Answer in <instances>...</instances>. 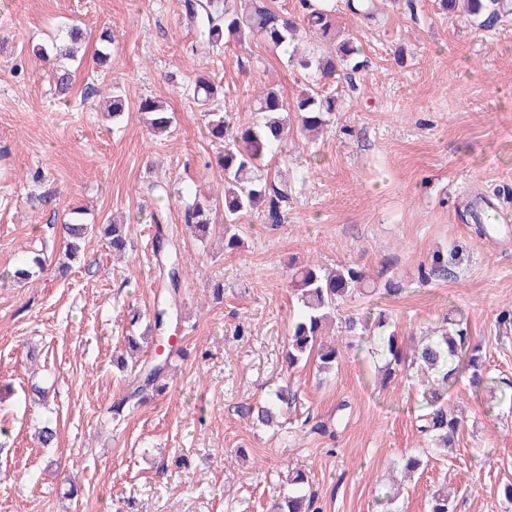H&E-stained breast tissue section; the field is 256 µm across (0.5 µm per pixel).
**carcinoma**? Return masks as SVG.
I'll return each instance as SVG.
<instances>
[{
    "label": "carcinoma",
    "instance_id": "carcinoma-1",
    "mask_svg": "<svg viewBox=\"0 0 512 512\" xmlns=\"http://www.w3.org/2000/svg\"><path fill=\"white\" fill-rule=\"evenodd\" d=\"M243 2L244 7L240 8L237 0H224V8L220 10L215 9L212 0L201 3L194 0L187 4L188 20L195 24L206 47L218 49L231 41L242 44L248 40H259L275 49H285L304 38L326 40L336 35L335 11L321 5L320 0H299L301 11L297 14L284 12L268 4L267 0ZM464 2L466 16L473 20L481 18L485 25L496 22L512 10L508 0ZM86 39L87 33L72 26L62 39L34 50L35 55L52 63L53 78L61 93L68 91L72 85V74L64 61L74 59L75 47ZM96 42L95 61L102 66L111 57V31L107 28L102 30ZM357 53L354 38L347 37L339 41L336 52L330 55L298 60V65L312 73V87L298 96L293 105L279 90L260 92L255 96L254 111L262 114V120L251 125L236 127L229 115L205 110L209 135L230 142L216 158V166L224 177V227L238 223L244 215L263 204L267 205L270 218L278 220V204L287 197L288 184L285 181L268 183L256 177L255 170L263 157L275 153L285 138L289 121L286 113H296L302 131L312 132L327 125L329 115L336 111V97L322 93L323 82L335 79L336 71L340 68L356 69L359 66ZM213 98V85L206 78L198 77L194 82L193 99L207 107ZM140 110L151 115L149 125L153 133L167 132L172 117L163 104L146 99L140 103ZM154 224V254L163 274L167 299L154 307L149 316L153 344L165 341L166 328L180 316L179 296L188 260L181 253L179 231L202 239L212 228L208 206L196 200L184 209L183 227L161 224L157 220ZM92 230L93 225L83 223L81 210H73L70 221L63 225L64 254L67 258L76 256ZM42 262L38 253L31 257L23 256L15 267L13 277L28 279L32 276L31 269ZM290 287L300 308L288 332L285 362L288 368L294 369L313 359L318 370L327 373L336 366L338 349L318 345L322 322L336 310L340 301L354 293H362L369 289V285L362 271L353 265H340L323 274L309 264L295 270ZM414 360L431 369L448 364V370L436 380V386L423 392L427 413L418 417V431L434 442V449L445 452L463 426V419L451 410L445 399L457 372L462 369L468 373L469 386L476 393L490 388L493 377L487 375L480 346L470 343L468 325L460 320L452 321L451 329L441 339L423 345L415 353ZM169 367L168 356L154 361L135 362L128 378L127 395L113 403L112 411L120 410L132 399L145 398V394L157 388L160 380L167 376ZM289 400L288 388L281 387L258 409L249 408L245 414L261 426L278 427ZM270 512H320L316 492L311 489L304 472L298 470L289 475L288 491L271 503Z\"/></svg>",
    "mask_w": 512,
    "mask_h": 512
}]
</instances>
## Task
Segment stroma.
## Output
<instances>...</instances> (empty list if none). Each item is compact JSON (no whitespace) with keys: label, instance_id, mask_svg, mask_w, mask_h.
I'll list each match as a JSON object with an SVG mask.
<instances>
[{"label":"stroma","instance_id":"obj_1","mask_svg":"<svg viewBox=\"0 0 512 512\" xmlns=\"http://www.w3.org/2000/svg\"><path fill=\"white\" fill-rule=\"evenodd\" d=\"M335 2L360 67L337 76L326 132L291 127L268 157V175L290 188L280 223L253 211L231 251L218 234L182 237L196 267L180 290L183 353L161 392L115 417L126 380L113 361L126 337L147 333L129 312L152 310L164 293L153 220L182 224L187 200L223 192L213 161L224 146L187 85L210 77L216 107L244 124L257 117V92L277 87L292 100L309 75L256 40L202 55L185 0H0V426L13 443L0 454V512H266L291 468L307 473L322 512H427L443 487L455 512H512L498 494L512 481V402L459 379L448 401L465 423L452 452L437 454L417 431L424 376L407 364L462 317L491 374L512 382V332L499 325L512 308V14L484 26L449 21L439 0H379L367 20ZM72 22L111 27L112 59L98 69L95 42L84 43L60 100L33 49ZM115 86L129 102L117 120L105 107ZM147 98L174 113L168 134L151 135L139 110ZM38 168L43 182H27ZM76 207L96 230L63 275L60 226ZM476 207L495 209L496 233L477 235ZM111 219L129 239L117 256L98 230ZM40 245L43 269L15 282L16 263ZM436 255L447 271L422 280ZM292 258L357 265L373 289L346 298L326 329L340 350L332 373L285 363ZM351 315L384 320L401 347L406 361L389 383L375 344L341 327ZM279 386L297 394L281 431L243 418ZM308 415L334 437L301 432ZM46 419L58 428L52 448L35 437ZM409 453L423 466L384 506ZM70 471L75 500L64 496Z\"/></svg>","mask_w":512,"mask_h":512}]
</instances>
